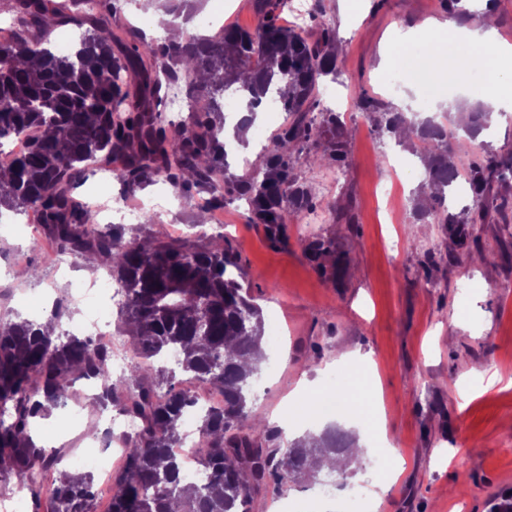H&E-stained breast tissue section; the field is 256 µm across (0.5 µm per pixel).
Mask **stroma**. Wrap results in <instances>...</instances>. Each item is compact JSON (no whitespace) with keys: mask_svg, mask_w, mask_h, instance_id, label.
Instances as JSON below:
<instances>
[{"mask_svg":"<svg viewBox=\"0 0 512 512\" xmlns=\"http://www.w3.org/2000/svg\"><path fill=\"white\" fill-rule=\"evenodd\" d=\"M325 23L335 26L336 49L345 66L336 80H324L314 93L321 109L339 112L354 130L347 165L331 161L295 172L312 186L323 208L340 205L354 223L315 225L333 244L342 267L318 272L307 259L306 230L293 223L289 243L274 247L264 228L248 221L238 201L199 223L206 196L198 190L156 210L153 223L114 221L128 240L157 233L208 246L226 238L242 271V284L263 309L279 318L280 349L265 346L251 399L266 420L260 435L265 448H286L301 429L321 431L328 422L356 431L361 446L381 451L386 469L372 457L351 472L322 474L320 480H268L254 512H490L493 501L512 496V223L486 224L482 240H502L504 254L485 267L459 257L442 225L429 235L416 233L415 197L424 180L412 146L382 136L374 114L361 111L369 95L402 112L420 109L423 92H454V85L428 84L426 91L406 85L390 88L384 59L397 30L415 35L401 62L409 68L429 51L433 35L424 21L447 20L443 0H321ZM412 160L398 209L382 189L396 179L394 156ZM83 259L57 256L47 237L24 239L0 228V317L22 313L23 297L41 290L50 298L73 296L84 280ZM470 285L462 293V285ZM365 371V386L380 395L382 410L360 423L357 402H340L332 418L307 411L310 398L339 388L349 361ZM494 387H487L488 379ZM70 395L82 408V428L64 427L66 413L53 409L33 427L49 438L60 462L39 476L50 493L60 471L74 472L77 456L89 455L84 429L98 422L82 378H73ZM291 426H284V419ZM92 473V465L79 468Z\"/></svg>","mask_w":512,"mask_h":512,"instance_id":"obj_1","label":"stroma"}]
</instances>
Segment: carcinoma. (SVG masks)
<instances>
[{
  "instance_id": "obj_1",
  "label": "carcinoma",
  "mask_w": 512,
  "mask_h": 512,
  "mask_svg": "<svg viewBox=\"0 0 512 512\" xmlns=\"http://www.w3.org/2000/svg\"><path fill=\"white\" fill-rule=\"evenodd\" d=\"M121 0H13L19 31L0 42V140L34 133L27 149L8 167L0 166V208L42 216L45 235L61 254L95 255L121 288L118 312L133 347L149 364H137L116 376L112 353L88 337L65 341L56 324L69 300H55L44 323L10 322L0 331V470L11 472L39 498L36 475L49 465L46 449L29 434L32 420L61 404L69 377L78 373L102 384L110 399L124 395L121 410L138 422L124 437L126 459L112 475L108 512H253V502L270 476L314 478L315 461L342 454L355 438L327 428L307 440H294L277 456L257 436L264 427L249 399L258 365L245 357L263 354L261 307L239 282L241 269L226 246L197 248L165 237L126 240L89 222V212L72 192L93 161L116 157L122 166L112 176L133 191L157 178L188 194L210 189L211 210L242 201L252 224L265 226L270 242L288 244L287 214L317 209L311 186L293 172L291 154L306 150L311 166L324 160L345 163L350 131L341 116L319 112L313 91L323 78H336L345 60L336 52V28L320 22L322 10L308 11L319 27L314 39L300 27L281 23L285 0H254L258 24L252 29L226 26L216 36L188 34L175 41L155 39L140 28L118 34L109 30ZM92 26L70 52L52 46L56 30L73 23ZM178 84L192 104L188 115L173 121L159 110L163 84ZM244 97L248 117L233 126L239 141L255 113L268 102L294 116L274 135L263 163L244 177L216 172L228 169L224 141V95ZM365 112L380 114L378 129L390 137L402 133L424 144L427 168L422 189L432 190L430 208L418 220L442 224L465 244L472 239L477 257L492 265L499 252L480 243L467 224H488L491 213L507 220L512 206V152L484 148L462 174L448 159L451 148L444 123L431 116L398 112L370 96ZM490 113L469 114L462 127L471 140L488 128ZM464 179L475 194L467 219L444 208L448 189ZM496 193H491L492 189ZM305 254L319 268L332 254V242L313 234ZM190 379L218 388L223 403L201 412L198 431L208 444L201 463L207 482L183 481L182 459L170 451L179 438L185 411L197 395L169 379L165 359ZM169 384L162 395L145 380ZM91 475L64 473L51 491L50 512H91L95 498Z\"/></svg>"
}]
</instances>
